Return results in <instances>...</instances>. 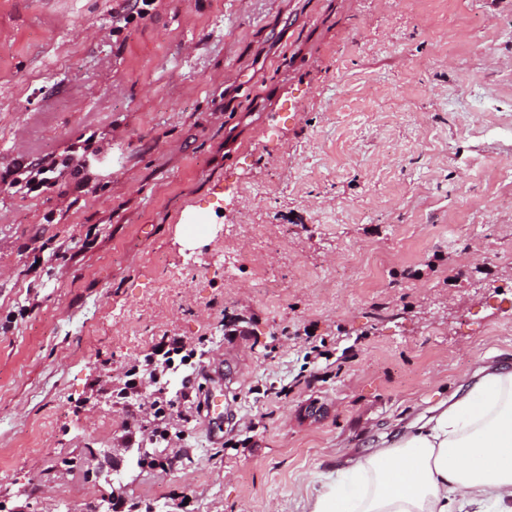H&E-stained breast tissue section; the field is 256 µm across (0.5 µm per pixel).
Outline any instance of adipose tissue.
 Returning <instances> with one entry per match:
<instances>
[{
	"label": "adipose tissue",
	"mask_w": 512,
	"mask_h": 512,
	"mask_svg": "<svg viewBox=\"0 0 512 512\" xmlns=\"http://www.w3.org/2000/svg\"><path fill=\"white\" fill-rule=\"evenodd\" d=\"M512 512V369L474 373L434 413L352 459L308 512Z\"/></svg>",
	"instance_id": "1"
}]
</instances>
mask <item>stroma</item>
<instances>
[{
  "mask_svg": "<svg viewBox=\"0 0 512 512\" xmlns=\"http://www.w3.org/2000/svg\"><path fill=\"white\" fill-rule=\"evenodd\" d=\"M126 8L0 0V512H304L512 365V0ZM173 334L212 373L163 473L109 381ZM73 160L74 157L68 156L61 163L56 159H45L34 165L30 163L25 167L27 170L10 181V188L15 194H30L39 191L46 185L55 184L56 177L51 175L58 171L60 166L63 168L62 171L69 168Z\"/></svg>",
  "mask_w": 512,
  "mask_h": 512,
  "instance_id": "1",
  "label": "stroma"
}]
</instances>
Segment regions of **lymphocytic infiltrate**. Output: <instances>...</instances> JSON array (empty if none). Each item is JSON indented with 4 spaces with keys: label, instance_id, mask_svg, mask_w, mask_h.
Instances as JSON below:
<instances>
[{
    "label": "lymphocytic infiltrate",
    "instance_id": "obj_1",
    "mask_svg": "<svg viewBox=\"0 0 512 512\" xmlns=\"http://www.w3.org/2000/svg\"><path fill=\"white\" fill-rule=\"evenodd\" d=\"M203 354V344L164 336L157 351L113 377L112 398L127 413L119 445L136 450L139 464L164 472L179 466L184 452L174 448L173 430L193 420L194 372Z\"/></svg>",
    "mask_w": 512,
    "mask_h": 512
}]
</instances>
